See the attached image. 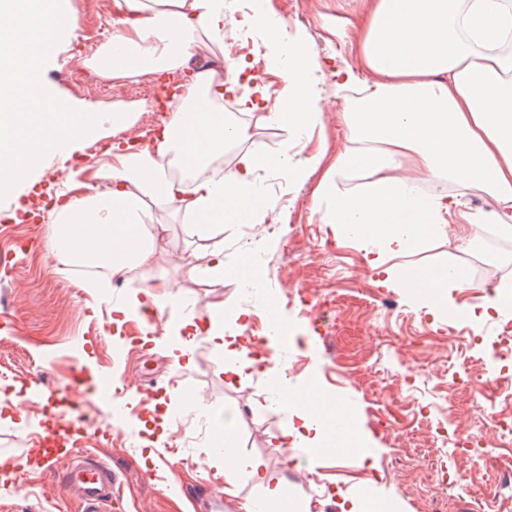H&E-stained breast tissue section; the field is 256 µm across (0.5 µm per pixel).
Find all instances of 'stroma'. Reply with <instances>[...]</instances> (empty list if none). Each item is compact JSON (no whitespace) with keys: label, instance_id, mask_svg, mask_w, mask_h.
Returning a JSON list of instances; mask_svg holds the SVG:
<instances>
[{"label":"stroma","instance_id":"stroma-1","mask_svg":"<svg viewBox=\"0 0 512 512\" xmlns=\"http://www.w3.org/2000/svg\"><path fill=\"white\" fill-rule=\"evenodd\" d=\"M271 5L289 30H305L314 44L326 104L304 153L323 152L324 164H331L345 143V128L328 103L336 94V39L322 23L324 16L334 15L361 29L363 0H271ZM70 10L78 27L45 80L70 107L104 116L100 138L81 142L75 152L81 166H96L125 137L108 116L124 113L137 128L155 102L111 92L97 95L63 77L68 62L99 51L105 42L103 23L113 18L115 7L113 0H70ZM257 180L270 196L284 200L282 207L266 211L271 230L260 245L264 287L246 291L230 273L220 281L191 275L207 242L187 237L169 210L157 214L165 246L156 253L154 269L196 300L203 313L223 303L252 309L274 295L286 328L280 355L287 383L306 384L350 402L360 432L370 439L372 461L361 462L352 449L333 458L280 447L276 437L283 415L271 402L265 374L225 375L222 356L201 338L193 348L191 369L175 368L162 340L165 318H158L153 342L133 344L130 332L138 317L115 321L112 308L142 298V286L128 281L120 287L112 282L87 287L66 258L46 249L53 217L48 208L37 222H15L0 232V397H26L22 409L0 407V457L11 465L0 469V505L11 512H80L78 503L63 501L64 468L42 474L29 451L32 437L42 431L46 396L82 367L109 378L122 392L123 417L92 394L84 407L90 426L109 433L102 449L124 494L122 512H188L187 494L212 490L218 482L212 412L224 407L240 411L233 428L239 453L265 465L263 481L240 477L239 493L229 499L232 512H242L244 498L260 496L262 484L276 482L301 512H340L339 502L368 488L394 501L399 512H430L414 510L413 500L434 495L437 473L431 464L437 459L447 461L456 479L447 512H488L499 475L512 459V447H498L492 420L476 410L484 389L497 410L512 402V389L494 385L499 371L489 362L501 332L498 319L486 320L479 328L483 343L470 345L469 324L459 318L432 320L406 289L380 285L357 245H337L332 225L321 223L316 211L318 175L295 187L268 167ZM416 259L462 266L468 279L461 295L465 301L496 287L495 271H505L512 280V248L480 251L461 235L432 243ZM481 265L493 267V275L478 276ZM290 282L313 300L333 295L335 306L320 318L310 317L307 305L288 293ZM186 384L207 404L206 412L183 410L154 433L140 429L139 420L151 416L157 397L174 399ZM460 436H477L481 442L461 450L455 446ZM172 448L181 449L183 461L164 466L162 458ZM326 487L332 490L327 504L321 501Z\"/></svg>","mask_w":512,"mask_h":512}]
</instances>
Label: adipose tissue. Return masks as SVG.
<instances>
[{"instance_id": "ef3b65f1", "label": "adipose tissue", "mask_w": 512, "mask_h": 512, "mask_svg": "<svg viewBox=\"0 0 512 512\" xmlns=\"http://www.w3.org/2000/svg\"><path fill=\"white\" fill-rule=\"evenodd\" d=\"M366 26L352 36L345 23L328 16L323 27L340 50H352L363 67H337L336 98L346 127V143L329 167L318 155L300 158L293 148L321 121L320 65L308 39L289 36L269 0H251L252 19L283 60V89L276 111L259 113L253 124L288 133L278 156L262 144L246 150L228 176L167 178L162 157L185 168L206 169L225 148L248 138L250 125L229 122L225 91L244 74V63L228 60L226 77L215 70L197 73L171 113L160 141L134 153L117 152L111 162L87 172L81 196L62 206L50 225L52 251L81 266L105 268L118 278L138 269L151 273L161 226L157 212L173 210L191 238H210L223 224H256L268 207L254 176L260 166H277L292 183L313 173L321 221L333 225L337 240L362 245L367 264L391 288L412 287L433 318L450 313L480 326L492 311L512 310V283H504L481 302L458 301L467 286L456 265L424 267L411 257L444 239L451 225H496L512 236V8L504 0H364ZM111 38L87 65L104 77L142 71L175 70L199 50L224 39L227 0H115ZM452 182V193L423 192L418 173ZM466 194L486 196L490 206L475 213ZM157 308L169 311L176 340L168 346L175 366L190 369L196 337H204L224 358L232 377L251 373L254 358L243 334L255 310L227 307L199 316L181 291L163 283L145 289ZM262 346L272 365L269 389L283 414L281 446L332 448L335 438L371 455L354 410L329 398L314 402L308 387H287L280 364L278 333H264ZM237 409L224 411L221 474L225 493L238 477L262 479L261 459L238 453L232 426Z\"/></svg>"}]
</instances>
